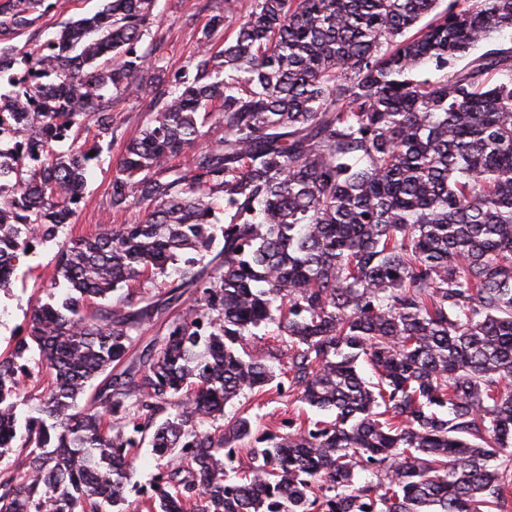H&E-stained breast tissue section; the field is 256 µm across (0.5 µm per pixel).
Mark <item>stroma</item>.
<instances>
[{
	"mask_svg": "<svg viewBox=\"0 0 512 512\" xmlns=\"http://www.w3.org/2000/svg\"><path fill=\"white\" fill-rule=\"evenodd\" d=\"M253 0H237L233 12L226 14L223 28L206 34L210 18L222 11L221 0H157L156 20L149 29L147 42L153 43L165 65L171 69L187 66L200 49L202 41H210L221 48L250 11ZM103 0H54L53 8L37 19L31 27L17 37L18 45L35 50L52 39L61 24L101 10ZM223 12V11H222ZM151 103L149 97L128 98L120 93L112 95V115L119 127L112 146L103 149L93 163L85 194L78 205L73 224L64 231L65 237H86L104 228L119 224L138 223L143 208L132 205L118 210L113 208L110 187L112 176L127 141L137 136L146 123ZM57 252L54 243L38 246L32 256L23 258L14 274L10 292H0V353H6L17 336L26 331L34 308L48 302L49 274ZM248 411L261 434H279L286 419L297 416H315L316 411L296 402L294 398L268 386L258 399L246 396L226 405V414Z\"/></svg>",
	"mask_w": 512,
	"mask_h": 512,
	"instance_id": "35a3bbf8",
	"label": "stroma"
}]
</instances>
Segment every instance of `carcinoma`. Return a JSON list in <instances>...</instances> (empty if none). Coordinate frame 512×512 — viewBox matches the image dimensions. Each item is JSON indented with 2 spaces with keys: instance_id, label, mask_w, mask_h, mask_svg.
Wrapping results in <instances>:
<instances>
[{
  "instance_id": "obj_1",
  "label": "carcinoma",
  "mask_w": 512,
  "mask_h": 512,
  "mask_svg": "<svg viewBox=\"0 0 512 512\" xmlns=\"http://www.w3.org/2000/svg\"><path fill=\"white\" fill-rule=\"evenodd\" d=\"M51 7L0 0V290L75 215L117 138L112 89L153 94L111 182L112 207L145 217L61 242L65 297L0 354V512H138L146 441L175 461L147 512H512V51L457 66L512 31V0H254L223 49L171 74L146 43L154 0H105L37 52L13 43ZM216 100L217 144L167 166ZM170 269L169 303L194 305L137 356L163 309L126 288ZM262 325L286 351L243 358ZM30 353L47 382L20 436ZM281 375L330 418L257 437L224 414Z\"/></svg>"
}]
</instances>
